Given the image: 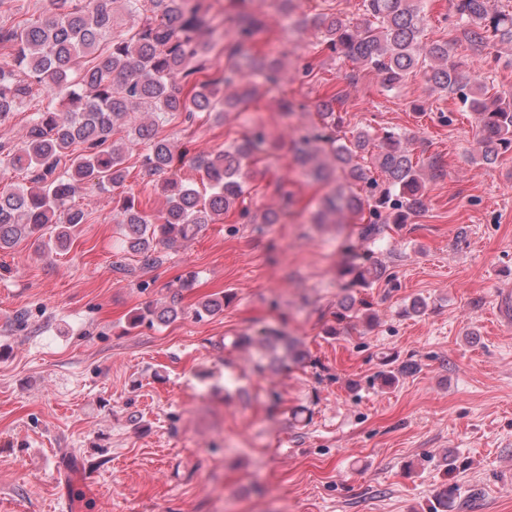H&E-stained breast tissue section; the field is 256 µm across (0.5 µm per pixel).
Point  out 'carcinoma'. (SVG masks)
<instances>
[{
    "mask_svg": "<svg viewBox=\"0 0 512 512\" xmlns=\"http://www.w3.org/2000/svg\"><path fill=\"white\" fill-rule=\"evenodd\" d=\"M419 2L363 0L364 20L323 13L316 24L328 50L370 67L385 89L420 72L434 88L456 95L477 116L480 159L492 165L512 148V90L488 95L485 84L463 80L448 42H422ZM51 5L52 12L44 17L0 28V44H10L12 55L11 66L0 67V121L28 106L38 90L49 98L31 114L20 143L0 142V172L11 170L27 179L25 185L0 191V249L45 235L46 257L66 247L86 220L84 210L74 205L83 185L91 181L108 190L126 182L125 149L112 136L130 113L141 111L149 120L135 127V140L146 150L144 168L162 177L166 205L150 217L134 196L126 195L118 200L117 215L127 250L153 266L160 262L157 246L191 240L204 225L244 201L248 163L266 144L258 127L214 156L195 157L192 165L208 185L202 193L178 177L183 156L157 136L156 117L239 112L258 96L261 84L281 79L282 64L274 57L259 60L241 54L262 28L259 18L243 12L232 19L231 56L241 60L220 78L197 79L207 69L210 49L201 39L208 26V0H51ZM121 11L141 17V23L120 29ZM455 14L469 43H512V12L497 8L493 0H456ZM223 84L233 88L231 95L221 94ZM340 103L337 93L319 101L317 121L294 143V160L307 176L330 186L314 223L352 221L360 226L361 239L379 243L389 225L403 224L424 210L422 177L404 133L386 131L376 139L361 127L348 137L339 136ZM373 168L382 179L371 175ZM386 271L381 260L364 256L341 273L349 282L327 335H337L338 326L353 318L373 324L375 314L359 312L350 290L381 280ZM192 280L189 274L179 281L169 303L135 312L130 325H166L180 318V290ZM228 301L226 293L214 295L198 304L194 317L218 315ZM233 344L264 350L266 363L256 365L260 373L309 358L301 345L275 329L264 330L258 338L238 336ZM456 495L457 486L444 483L429 512H450Z\"/></svg>",
    "mask_w": 512,
    "mask_h": 512,
    "instance_id": "obj_1",
    "label": "carcinoma"
}]
</instances>
